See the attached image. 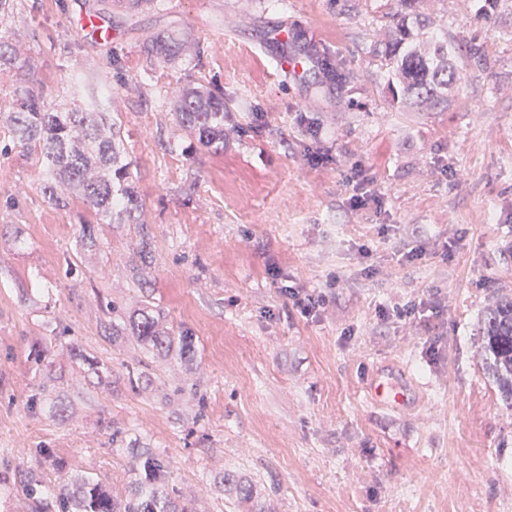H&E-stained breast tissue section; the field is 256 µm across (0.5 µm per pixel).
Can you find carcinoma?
<instances>
[{
    "mask_svg": "<svg viewBox=\"0 0 512 512\" xmlns=\"http://www.w3.org/2000/svg\"><path fill=\"white\" fill-rule=\"evenodd\" d=\"M141 52L149 61L169 64L186 52V42L168 33L147 35ZM451 48L446 40L429 36V22L401 23L389 50V60L402 84V94L421 101L433 100L456 80L449 65ZM25 67L14 34L0 35V74L18 75ZM14 108L0 114V139L18 144L36 156L44 179L41 190L50 201L66 203L78 197L98 221L114 218L136 225V252L148 246L150 231L144 208L132 186L121 127L103 112L77 108L50 110L39 87L27 81L12 83ZM224 94L218 89L187 86L176 97V126L194 135L205 150L224 147ZM130 330L146 353L161 355L177 346L179 356L194 352L195 339L188 333L174 336L159 329L154 315L143 310L128 316L127 326L112 324V337ZM482 369L501 399L512 408V294L493 296L479 326ZM140 492L118 502L92 485L84 491L83 512H168L164 496L166 466L153 457L130 464Z\"/></svg>",
    "mask_w": 512,
    "mask_h": 512,
    "instance_id": "1",
    "label": "carcinoma"
}]
</instances>
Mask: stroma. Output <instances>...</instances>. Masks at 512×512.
Wrapping results in <instances>:
<instances>
[{
	"label": "stroma",
	"mask_w": 512,
	"mask_h": 512,
	"mask_svg": "<svg viewBox=\"0 0 512 512\" xmlns=\"http://www.w3.org/2000/svg\"><path fill=\"white\" fill-rule=\"evenodd\" d=\"M87 2L16 0L11 25L48 107L121 125L151 245L133 253L131 224L81 241V200L50 202L21 146L0 156V512H57L86 478L131 498L141 455L184 512H512V410L477 336L512 289V0H164L112 12L109 45L73 30ZM407 15L458 71L418 107L385 61ZM153 32L199 59L150 65ZM199 80L224 93L217 152L175 124V86ZM355 165L381 205L351 206ZM290 279L326 291L324 317L287 307ZM423 298L442 313L379 315ZM109 302L160 312L195 355L132 388L143 353L108 336ZM378 369L412 405L368 400Z\"/></svg>",
	"instance_id": "35a3bbf8"
}]
</instances>
